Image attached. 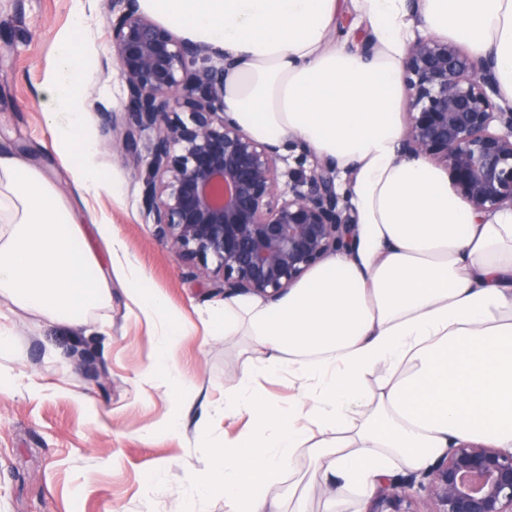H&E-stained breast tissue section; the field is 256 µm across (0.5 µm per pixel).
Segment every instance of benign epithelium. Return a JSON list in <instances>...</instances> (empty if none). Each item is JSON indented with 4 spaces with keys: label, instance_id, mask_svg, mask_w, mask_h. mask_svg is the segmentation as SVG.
I'll return each mask as SVG.
<instances>
[{
    "label": "benign epithelium",
    "instance_id": "obj_1",
    "mask_svg": "<svg viewBox=\"0 0 512 512\" xmlns=\"http://www.w3.org/2000/svg\"><path fill=\"white\" fill-rule=\"evenodd\" d=\"M112 59L125 85L121 111L96 105L101 134L132 159L145 217L185 263L213 264L229 296L275 299L357 236L335 163L307 143L248 136L224 112V72L201 49L111 0ZM407 120L400 153L448 169L478 213L512 209V109L497 102L494 60L458 42L419 36L403 62ZM421 475L429 512H512V451L462 443ZM416 475L381 478L367 512H414Z\"/></svg>",
    "mask_w": 512,
    "mask_h": 512
}]
</instances>
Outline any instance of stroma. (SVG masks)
<instances>
[{
    "instance_id": "stroma-1",
    "label": "stroma",
    "mask_w": 512,
    "mask_h": 512,
    "mask_svg": "<svg viewBox=\"0 0 512 512\" xmlns=\"http://www.w3.org/2000/svg\"><path fill=\"white\" fill-rule=\"evenodd\" d=\"M110 15L108 0H0V42L9 44L0 53V146L23 148L78 216H94L85 230L101 261L109 259V237L120 238L169 314L192 328L174 347L184 389L175 400L146 382L160 326L132 303L120 268L112 270L111 307L82 328L1 304L0 325L14 348L0 353V373L13 375L16 389L0 393V512H173L188 498L194 512H224L220 491L190 488L212 449L249 423L222 409L230 378L254 352L245 337L225 335L224 296L211 278L155 237L135 167L105 142L96 110L85 114L84 135L97 146L93 167L120 187L117 195L75 191L36 105L61 33L76 26L93 101L122 109L119 71L102 66L111 54ZM174 410L181 429L162 430Z\"/></svg>"
}]
</instances>
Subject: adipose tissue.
Segmentation results:
<instances>
[{
    "mask_svg": "<svg viewBox=\"0 0 512 512\" xmlns=\"http://www.w3.org/2000/svg\"><path fill=\"white\" fill-rule=\"evenodd\" d=\"M374 37L370 54L336 41L341 0H138L141 11L194 45L232 56L224 110L252 139L298 138L335 161L356 215L352 250L270 300L224 303V333L256 353L232 378L225 412L252 425L214 449L200 488L224 493V512H277L301 460L327 461L323 485L373 493L391 461L426 469L461 442L512 449V209L478 213L433 164L400 156L401 61L416 27L493 56L500 101L512 105V0H353ZM91 93L78 31L59 43L38 90L73 177L89 192L107 182L88 165L82 135ZM45 174L0 150V298L48 322L81 326L112 302V282ZM132 298L160 321L157 371L180 384L169 344L189 330L166 320L165 300L112 240ZM383 375L382 390L372 385ZM297 385L288 406L267 402L261 379Z\"/></svg>",
    "mask_w": 512,
    "mask_h": 512,
    "instance_id": "ef3b65f1",
    "label": "adipose tissue"
}]
</instances>
